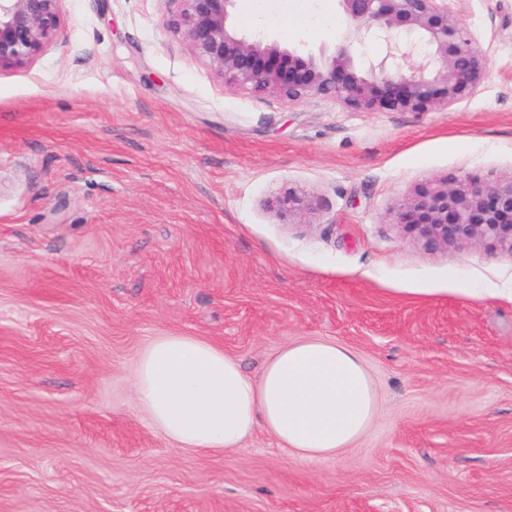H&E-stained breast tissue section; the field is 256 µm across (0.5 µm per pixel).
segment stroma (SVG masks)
<instances>
[{"instance_id":"stroma-1","label":"stroma","mask_w":512,"mask_h":512,"mask_svg":"<svg viewBox=\"0 0 512 512\" xmlns=\"http://www.w3.org/2000/svg\"><path fill=\"white\" fill-rule=\"evenodd\" d=\"M486 78L432 112L231 87L169 0H66L0 71V512H512V254L429 252L391 210L436 178L512 175V0H448ZM235 22L333 48L337 0ZM314 199L307 223L267 202ZM198 336L250 377L291 344L353 348L377 414L311 461L256 430L179 448L129 379Z\"/></svg>"}]
</instances>
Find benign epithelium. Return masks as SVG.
<instances>
[{
    "instance_id": "1",
    "label": "benign epithelium",
    "mask_w": 512,
    "mask_h": 512,
    "mask_svg": "<svg viewBox=\"0 0 512 512\" xmlns=\"http://www.w3.org/2000/svg\"><path fill=\"white\" fill-rule=\"evenodd\" d=\"M175 1L174 28L224 83L288 102L319 95L366 111L430 112L469 99L486 77L484 58L448 0H338L348 26L333 51L319 55L242 32L233 21L238 0H165ZM64 2L0 0V70L31 65L45 52ZM368 39L386 52L364 69L357 49ZM275 205L300 218L313 210L293 189ZM393 218L427 251L483 247L512 255V175L429 181L397 204Z\"/></svg>"
}]
</instances>
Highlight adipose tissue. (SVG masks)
<instances>
[{
  "label": "adipose tissue",
  "mask_w": 512,
  "mask_h": 512,
  "mask_svg": "<svg viewBox=\"0 0 512 512\" xmlns=\"http://www.w3.org/2000/svg\"><path fill=\"white\" fill-rule=\"evenodd\" d=\"M130 385L156 427L198 451L238 449L261 427L299 458L331 457L362 436L376 412L360 355L321 340L285 347L255 380L223 347L167 334L141 351Z\"/></svg>",
  "instance_id": "1"
}]
</instances>
